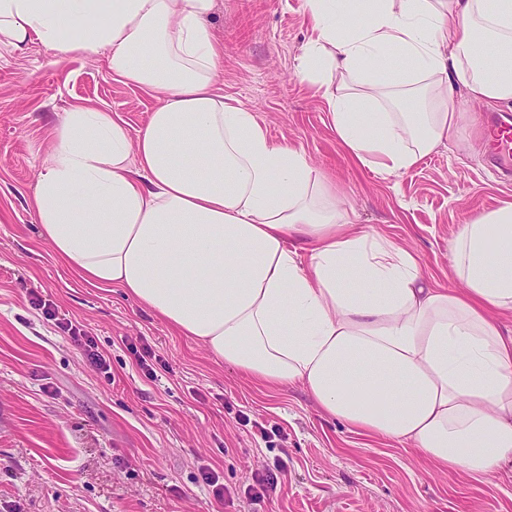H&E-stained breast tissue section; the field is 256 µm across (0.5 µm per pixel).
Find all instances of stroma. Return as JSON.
Wrapping results in <instances>:
<instances>
[{"instance_id":"35a3bbf8","label":"stroma","mask_w":512,"mask_h":512,"mask_svg":"<svg viewBox=\"0 0 512 512\" xmlns=\"http://www.w3.org/2000/svg\"><path fill=\"white\" fill-rule=\"evenodd\" d=\"M211 26L224 43L225 98L306 154L349 223L415 253L432 286L457 287L449 254L460 226L512 202V182L490 176L470 148L486 110L461 102L447 141L385 176L348 157L326 101L297 75L305 0H216ZM75 105L108 109L135 132L157 100L113 78L104 58L0 47V512H512L508 474L476 481L357 435L301 386L258 389L122 289L80 281L29 206L51 129ZM36 295L95 337L111 378L33 305ZM133 344L161 360L155 376L137 367ZM278 463L276 493L251 501L256 476Z\"/></svg>"}]
</instances>
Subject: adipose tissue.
I'll use <instances>...</instances> for the list:
<instances>
[{
    "label": "adipose tissue",
    "mask_w": 512,
    "mask_h": 512,
    "mask_svg": "<svg viewBox=\"0 0 512 512\" xmlns=\"http://www.w3.org/2000/svg\"><path fill=\"white\" fill-rule=\"evenodd\" d=\"M306 5L297 74L362 166L415 167L455 127L457 94L512 101V0ZM214 9L0 0V45L104 57L158 100L135 132L105 109L62 113L30 197L40 236L84 283L124 289L253 383L301 385L325 415L442 469H512V204L459 231V289L430 286L414 253L345 221L301 150L225 101Z\"/></svg>",
    "instance_id": "ef3b65f1"
}]
</instances>
